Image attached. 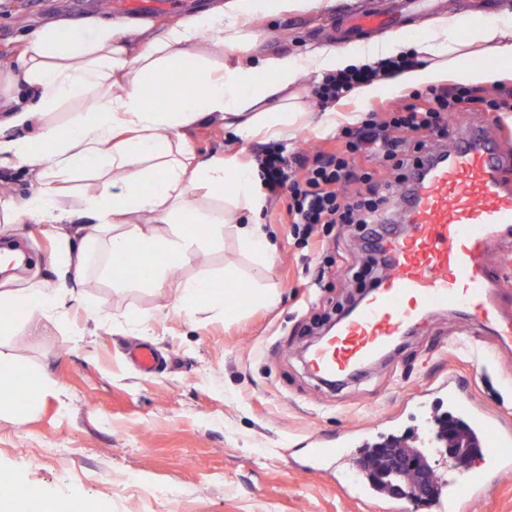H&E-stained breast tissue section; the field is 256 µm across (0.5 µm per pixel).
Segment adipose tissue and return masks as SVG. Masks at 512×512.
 Returning a JSON list of instances; mask_svg holds the SVG:
<instances>
[{
	"label": "adipose tissue",
	"mask_w": 512,
	"mask_h": 512,
	"mask_svg": "<svg viewBox=\"0 0 512 512\" xmlns=\"http://www.w3.org/2000/svg\"><path fill=\"white\" fill-rule=\"evenodd\" d=\"M321 0H224L208 13L175 21L153 37L129 23L97 17L84 23L60 21L31 35L17 58L0 100V168L45 165L46 176L68 175L101 165L111 170L120 191L104 187L79 207L65 209L51 188L35 191L25 205L0 197V220L67 225L61 260L68 288H41L32 295L0 291V335L15 329L16 308L29 307L27 325L38 329L76 301L74 288L88 274L90 248L112 258L135 253L138 284L162 287L173 269L191 263L200 249L223 246L232 236L239 249L267 259L270 245L255 215L266 203L255 168L228 151L204 160L177 135L213 119L241 140L258 135L291 138L303 112L301 76L326 75L406 52L403 37L387 33L367 45L321 43L302 54L252 56L225 63V52L250 49L259 33L248 20L320 6ZM432 38L417 45V66L393 79V91L423 88L451 78L462 84L490 82L512 71V18L472 22L438 17ZM169 72L178 97L146 98L144 89ZM87 111L64 124H43L37 139L22 135L36 115L58 111L69 101ZM224 201L223 218L196 205L198 194Z\"/></svg>",
	"instance_id": "1"
}]
</instances>
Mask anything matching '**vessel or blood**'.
Returning a JSON list of instances; mask_svg holds the SVG:
<instances>
[{"instance_id": "obj_1", "label": "vessel or blood", "mask_w": 512, "mask_h": 512, "mask_svg": "<svg viewBox=\"0 0 512 512\" xmlns=\"http://www.w3.org/2000/svg\"><path fill=\"white\" fill-rule=\"evenodd\" d=\"M437 0H395L387 9L366 7L342 14L340 29L351 34L386 29L420 38L419 17ZM406 231L382 243L387 273L359 310L306 358L311 374L334 383L354 376L404 337L437 308H455L474 322L505 325L488 297L492 278L488 251L492 237L512 229V189L500 177V160L479 134L457 132L448 159L417 181L401 207ZM462 417L475 436L490 472L464 471L457 461L445 467L449 494L440 495L438 512H449L451 498H474L485 490L488 474L512 472V438L492 416L471 404Z\"/></svg>"}]
</instances>
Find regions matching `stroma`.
I'll list each match as a JSON object with an SVG mask.
<instances>
[{
	"mask_svg": "<svg viewBox=\"0 0 512 512\" xmlns=\"http://www.w3.org/2000/svg\"><path fill=\"white\" fill-rule=\"evenodd\" d=\"M367 0H325L322 7L261 18L263 53L296 56L336 39L342 9ZM214 0H177L166 10L143 0H0V78L5 77L38 27L53 21L106 16L145 23L159 34L168 23L201 14ZM423 89L394 94L380 87L361 103L339 107L337 128L349 117L366 120L374 109L426 105ZM479 128L503 158L502 177L512 187V116L460 112L451 134ZM184 135L198 158L223 154L228 140L221 120L197 124ZM444 139V146L452 141ZM87 169L49 179L61 202L78 206L84 193L111 179ZM258 221L274 250L261 284L255 262L233 238L202 252L161 288H142L135 275L98 278L85 296L107 320L97 327L82 307L44 320L40 336L25 323L0 335V355L35 381L50 380L60 397L27 411L16 393L13 410L0 413V479L52 496L71 512H416L404 498L366 499L365 479L354 466L315 471L304 450L312 442L353 431L357 448L390 435L416 445L430 441L433 418L447 412L441 384L455 376L465 395L493 409L512 430V340L475 328L460 333V315L439 309L406 336L401 346L356 378L327 386L313 378L301 356L305 329L346 301L349 267L361 253L337 227L312 235L295 231L285 198L267 200ZM27 263L6 276L22 290L56 286L61 270L51 259L63 249L47 225H19ZM490 254L499 269L490 294L512 318V235L495 239ZM235 265L241 282L226 317L183 301L181 281L208 276L220 281ZM147 317L140 335L130 322ZM149 345L164 358L151 374L138 371L126 352Z\"/></svg>",
	"mask_w": 512,
	"mask_h": 512,
	"instance_id": "35a3bbf8",
	"label": "stroma"
}]
</instances>
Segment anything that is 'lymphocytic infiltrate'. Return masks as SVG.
I'll return each mask as SVG.
<instances>
[{"label": "lymphocytic infiltrate", "instance_id": "1", "mask_svg": "<svg viewBox=\"0 0 512 512\" xmlns=\"http://www.w3.org/2000/svg\"><path fill=\"white\" fill-rule=\"evenodd\" d=\"M418 59L413 55L384 58L371 65L343 70L326 76L315 89L318 104L328 106L347 97L358 84L370 83L386 74L413 66ZM432 105L421 108L413 104L386 111L384 117L371 119L340 131L342 149L333 153H319L314 157L303 154H285L283 148L269 147L256 156L261 185L269 195L287 196V212L291 224L311 230L314 225L341 224L353 227L363 241L366 262L352 273L360 280L377 272L385 260L381 255V236L372 232L379 223L381 210L397 189V184L371 185L368 193L343 196V185L362 180L369 182V174H357L355 158L368 154L397 161L403 168L404 179L414 178L423 160L440 154L442 141L448 134V119L456 112L470 111L472 104L484 102L488 110L512 112V89H496L493 95L478 99L474 89L454 86L431 89Z\"/></svg>", "mask_w": 512, "mask_h": 512}]
</instances>
